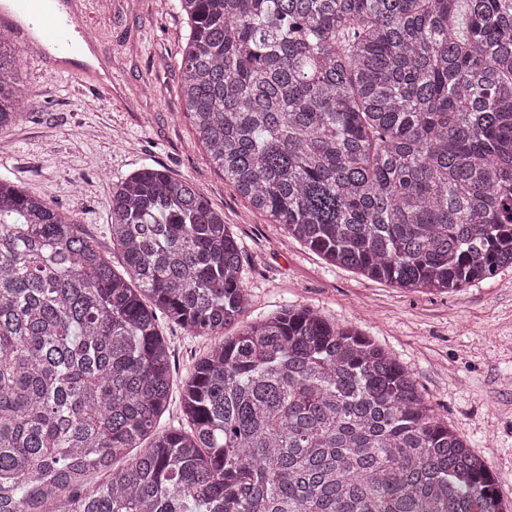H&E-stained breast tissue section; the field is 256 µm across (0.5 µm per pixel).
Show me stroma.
Listing matches in <instances>:
<instances>
[{
  "label": "stroma",
  "mask_w": 512,
  "mask_h": 512,
  "mask_svg": "<svg viewBox=\"0 0 512 512\" xmlns=\"http://www.w3.org/2000/svg\"><path fill=\"white\" fill-rule=\"evenodd\" d=\"M89 0L79 20L107 64L104 96L39 54L20 52L22 116L0 131V176L67 213L123 270L112 248V188L144 166L196 183L235 234L250 294L245 320L305 305L356 327L416 377L429 404L491 466L512 508V267L452 293L408 291L326 264L289 239L210 165L184 115L180 51L187 34L176 0ZM174 355L162 424L182 426L181 389L213 342L161 319Z\"/></svg>",
  "instance_id": "stroma-1"
}]
</instances>
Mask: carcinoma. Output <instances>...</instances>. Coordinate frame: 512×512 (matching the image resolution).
Masks as SVG:
<instances>
[{
    "mask_svg": "<svg viewBox=\"0 0 512 512\" xmlns=\"http://www.w3.org/2000/svg\"><path fill=\"white\" fill-rule=\"evenodd\" d=\"M177 2L185 115L289 237L399 288L512 267V0ZM18 61L0 33V130ZM110 211L123 273L0 177V512H504L486 461L370 337L301 305L242 321L237 239L192 181L145 166ZM160 313L214 338L186 430L160 426Z\"/></svg>",
    "mask_w": 512,
    "mask_h": 512,
    "instance_id": "1",
    "label": "carcinoma"
}]
</instances>
